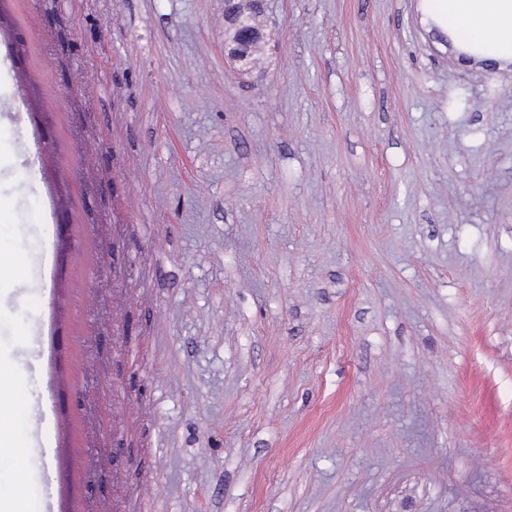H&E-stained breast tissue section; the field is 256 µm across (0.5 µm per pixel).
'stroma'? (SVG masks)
I'll return each instance as SVG.
<instances>
[{
    "label": "stroma",
    "mask_w": 512,
    "mask_h": 512,
    "mask_svg": "<svg viewBox=\"0 0 512 512\" xmlns=\"http://www.w3.org/2000/svg\"><path fill=\"white\" fill-rule=\"evenodd\" d=\"M417 5L267 0L243 75L224 0H0V492L512 512V66ZM12 421V413L8 406L2 402L0 404V450L1 453L9 452L15 462V468L18 473L25 474L28 464V448H20L8 432V427Z\"/></svg>",
    "instance_id": "35a3bbf8"
}]
</instances>
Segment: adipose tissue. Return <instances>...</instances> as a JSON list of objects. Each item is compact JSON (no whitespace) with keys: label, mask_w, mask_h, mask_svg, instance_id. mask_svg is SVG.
<instances>
[{"label":"adipose tissue","mask_w":512,"mask_h":512,"mask_svg":"<svg viewBox=\"0 0 512 512\" xmlns=\"http://www.w3.org/2000/svg\"><path fill=\"white\" fill-rule=\"evenodd\" d=\"M426 25L457 50L498 66L512 65V0H420Z\"/></svg>","instance_id":"1"}]
</instances>
